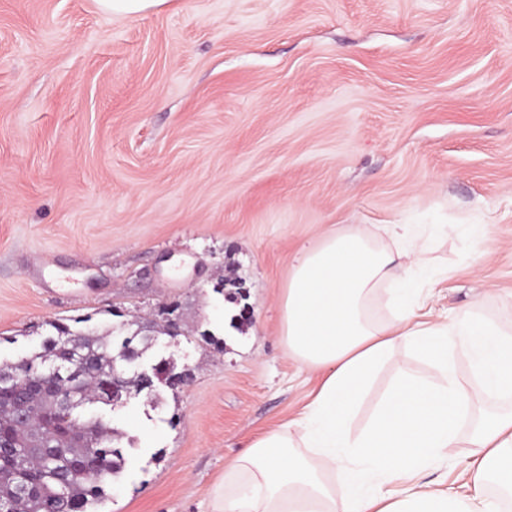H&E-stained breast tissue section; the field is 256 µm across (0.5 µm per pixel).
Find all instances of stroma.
I'll return each mask as SVG.
<instances>
[{"label":"stroma","mask_w":512,"mask_h":512,"mask_svg":"<svg viewBox=\"0 0 512 512\" xmlns=\"http://www.w3.org/2000/svg\"><path fill=\"white\" fill-rule=\"evenodd\" d=\"M333 224L446 225L436 309L512 314V0H0V360L114 307L185 329L146 358L191 381L113 412L133 444L105 512H209L298 417L317 376L278 297ZM95 2L105 13L127 16L159 10L168 0H95Z\"/></svg>","instance_id":"obj_1"}]
</instances>
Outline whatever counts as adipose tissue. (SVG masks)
Segmentation results:
<instances>
[{"mask_svg": "<svg viewBox=\"0 0 512 512\" xmlns=\"http://www.w3.org/2000/svg\"><path fill=\"white\" fill-rule=\"evenodd\" d=\"M439 229L348 224L323 232L279 296L281 342L319 382L297 419L256 437L210 493V512H499L486 478L512 492V411L473 417L478 397L512 392V318L433 313L421 287ZM386 319L368 313L369 304ZM413 347L426 373L400 371L359 429L378 369ZM468 357L473 383L454 361ZM468 448L459 495L421 474Z\"/></svg>", "mask_w": 512, "mask_h": 512, "instance_id": "obj_1", "label": "adipose tissue"}]
</instances>
